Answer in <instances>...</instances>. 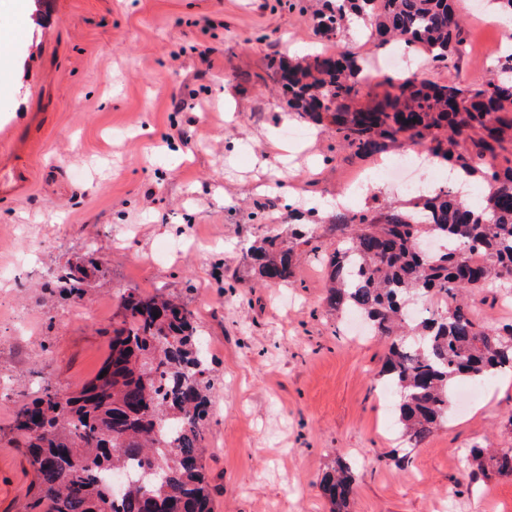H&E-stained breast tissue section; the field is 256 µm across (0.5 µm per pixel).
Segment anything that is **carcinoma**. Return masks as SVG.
I'll list each match as a JSON object with an SVG mask.
<instances>
[{
	"label": "carcinoma",
	"mask_w": 512,
	"mask_h": 512,
	"mask_svg": "<svg viewBox=\"0 0 512 512\" xmlns=\"http://www.w3.org/2000/svg\"><path fill=\"white\" fill-rule=\"evenodd\" d=\"M351 15L364 20L379 48L398 42L437 64L461 52L455 0H327L315 21L333 49L275 67L288 105L359 155L406 140L456 171L482 175L487 186L477 203L452 184L418 195L408 208L336 213L342 238L325 259L327 306L362 316L370 335L390 339L381 380L399 394L402 435L417 444L448 417L454 381L512 373V323L479 322L464 302L480 288L512 292V164H496L512 136V52L497 60L495 74L466 87L389 77L382 95L356 108L364 62L339 49L338 39ZM250 252L260 280L293 283L291 241L269 235ZM55 279L79 295L88 273L70 265ZM415 297H439L444 308L409 318ZM121 307L105 374L73 393L48 383L16 412L14 428L33 468L24 512H213L202 442L214 384L195 315L138 288L121 295ZM490 461L512 475V449ZM152 467L159 471L152 484L134 480L115 493L113 474ZM319 488L330 512H348V467L323 470Z\"/></svg>",
	"instance_id": "1"
}]
</instances>
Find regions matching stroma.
<instances>
[{
  "label": "stroma",
  "mask_w": 512,
  "mask_h": 512,
  "mask_svg": "<svg viewBox=\"0 0 512 512\" xmlns=\"http://www.w3.org/2000/svg\"><path fill=\"white\" fill-rule=\"evenodd\" d=\"M325 0H0V138L29 183L0 200V512H20L32 468L13 421L44 382L99 372L120 296L162 291L194 312L212 358L204 463L214 512H330L323 469L356 478L349 512H512V475L471 445L512 448V375L473 382L418 446L390 434L387 343L324 307L322 257L348 181L377 166L289 110L269 68L328 50ZM464 50L425 78L467 86L500 39L479 0H457ZM288 127L308 136L285 141ZM310 243L293 286L256 277L249 249L287 232ZM84 265L70 295L48 273Z\"/></svg>",
  "instance_id": "stroma-1"
}]
</instances>
